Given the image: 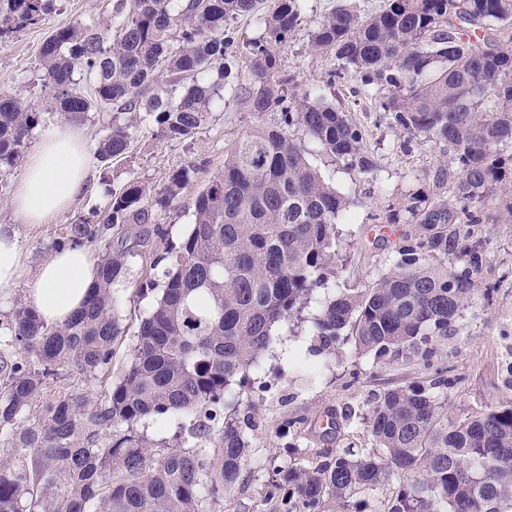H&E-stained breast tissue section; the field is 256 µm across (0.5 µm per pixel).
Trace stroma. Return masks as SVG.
I'll list each match as a JSON object with an SVG mask.
<instances>
[{"instance_id":"35a3bbf8","label":"stroma","mask_w":512,"mask_h":512,"mask_svg":"<svg viewBox=\"0 0 512 512\" xmlns=\"http://www.w3.org/2000/svg\"><path fill=\"white\" fill-rule=\"evenodd\" d=\"M338 0H306L302 22L288 48L280 51L291 83L289 92H311L348 117L362 130L366 151L374 158L375 170L359 174L312 150L309 160L321 170L338 193L348 201L338 224L336 275L328 288L319 289L318 300L367 287L392 264L394 249L406 223L389 218L404 213L414 192H432L433 174L448 161L447 145L409 135L397 126L374 99L357 93L346 79L328 84L327 56L312 50L310 35ZM90 22L112 25L111 0H57L52 13L0 41V95H11L45 110L42 127L62 123L59 113L47 111L44 71L39 56L44 41L57 29ZM280 111L263 115L247 103L227 109L216 105L207 125L193 138L161 137L155 123L139 120L127 153L110 163L93 161V179L71 208L46 224H22L18 231L25 253L22 275L10 294L0 295V319L11 317L17 301L29 300L37 268L51 258L72 224L82 220L102 223L110 207L112 189L137 180L150 193L160 192L178 169H188L190 180L167 207H152L145 224L115 226L112 237L131 232L138 238L125 273L113 290L115 313L123 334L116 342L113 373H120L141 319L153 304L152 296H138L147 280H162L159 264L163 228L173 241L185 236L193 222L197 194L224 172V158L233 144L258 124L281 122ZM487 219L479 227L490 262L479 279V292L454 322L447 336L433 340V355L408 348L383 359L345 347L336 353L320 349L311 334L317 307L306 310L300 325L275 330L269 352L254 370V377L270 382L262 400L243 395L240 408L256 404L247 436L251 448L247 465L238 481L224 493V512H272L268 498L273 466H287L290 459L309 464L323 448H369L373 437L362 422L375 394L384 390L423 383L444 369L448 386L441 398L449 413L476 411L512 402V211L498 201L490 203ZM335 411L338 430L323 435L321 422L327 411Z\"/></svg>"}]
</instances>
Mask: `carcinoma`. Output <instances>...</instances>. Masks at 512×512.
Segmentation results:
<instances>
[{
    "label": "carcinoma",
    "mask_w": 512,
    "mask_h": 512,
    "mask_svg": "<svg viewBox=\"0 0 512 512\" xmlns=\"http://www.w3.org/2000/svg\"><path fill=\"white\" fill-rule=\"evenodd\" d=\"M263 4L112 0L114 34L90 23L44 42L40 66L55 111L71 120L112 113L95 150L103 163L126 154L138 113L180 140L209 122L227 90L258 114L289 105L284 124L239 138L224 175L196 196L190 233L165 242L163 281L139 289L156 294L155 306L95 403L59 385L61 369L111 368L122 334L112 288L131 251L107 244L84 305L60 326L16 302L3 342L23 358L0 376V444L10 448L0 457V512H222L249 448L233 394L266 391L250 372L273 329L300 319L336 267L347 201L310 163L307 145L362 175L375 168L344 112L307 91L288 95L279 50L301 23L303 0ZM53 9V0H0V40ZM261 10L263 33L231 84L230 23ZM310 44L337 61L329 83L356 82L402 129L448 144L434 178L453 192L409 199L414 232L403 235L394 269L320 305L313 335L330 353L350 345L381 358L421 346L428 357L487 264L478 236L486 205L512 185V154L497 153L512 145V0H387L372 14L341 3ZM41 119L38 107L0 95V166L23 161ZM187 180L176 171L156 204H170ZM146 201V189L130 183L112 194L105 223L72 225L70 241L148 223ZM53 383L58 390L46 394ZM446 386L439 372L427 387L378 394L367 418L374 448H326L307 467L276 470L277 512H361L354 496L391 477L398 489L385 512H512V404L452 416L431 393ZM152 422L174 423L172 436H151Z\"/></svg>",
    "instance_id": "1"
}]
</instances>
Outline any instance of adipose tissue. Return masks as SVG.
<instances>
[{
	"mask_svg": "<svg viewBox=\"0 0 512 512\" xmlns=\"http://www.w3.org/2000/svg\"><path fill=\"white\" fill-rule=\"evenodd\" d=\"M90 171L83 135L75 123H62L41 134L11 197L15 221L0 224V294L14 287L22 271L17 225L45 224L68 210L87 188ZM95 278L96 262L86 249L59 251L40 266L31 301L45 323L62 324L82 306Z\"/></svg>",
	"mask_w": 512,
	"mask_h": 512,
	"instance_id": "ef3b65f1",
	"label": "adipose tissue"
}]
</instances>
